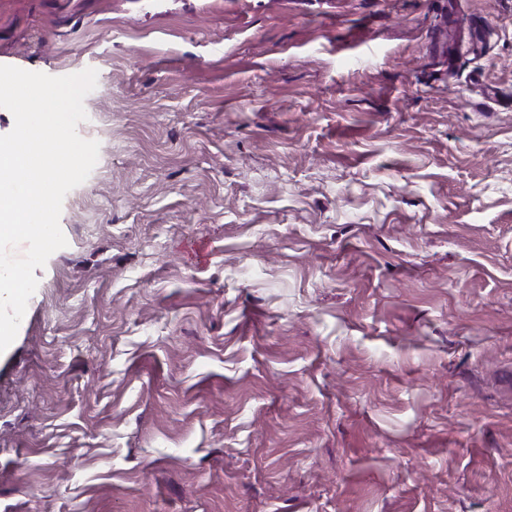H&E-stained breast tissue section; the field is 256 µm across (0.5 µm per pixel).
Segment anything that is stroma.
<instances>
[{
	"label": "stroma",
	"mask_w": 512,
	"mask_h": 512,
	"mask_svg": "<svg viewBox=\"0 0 512 512\" xmlns=\"http://www.w3.org/2000/svg\"><path fill=\"white\" fill-rule=\"evenodd\" d=\"M95 69L0 353V512H512V0H0Z\"/></svg>",
	"instance_id": "stroma-1"
}]
</instances>
